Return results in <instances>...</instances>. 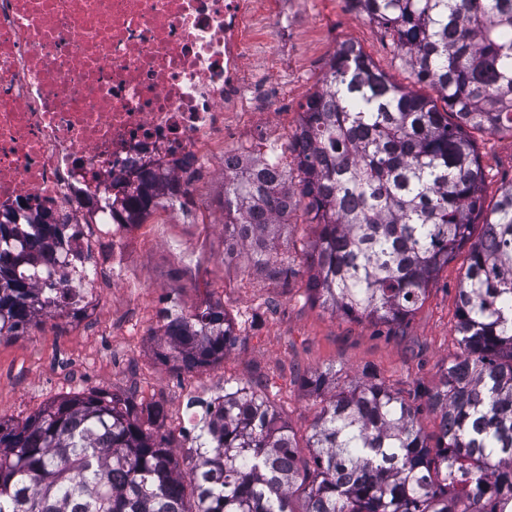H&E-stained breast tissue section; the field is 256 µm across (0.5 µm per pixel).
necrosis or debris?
Returning <instances> with one entry per match:
<instances>
[{"instance_id": "obj_1", "label": "necrosis or debris", "mask_w": 512, "mask_h": 512, "mask_svg": "<svg viewBox=\"0 0 512 512\" xmlns=\"http://www.w3.org/2000/svg\"><path fill=\"white\" fill-rule=\"evenodd\" d=\"M0 0V220L37 216L65 242L29 273L59 288L90 283L84 227L138 232L113 185L162 175L191 190L214 164L285 167L281 131L245 135L248 59L288 49V0Z\"/></svg>"}]
</instances>
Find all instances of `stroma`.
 <instances>
[{
    "mask_svg": "<svg viewBox=\"0 0 512 512\" xmlns=\"http://www.w3.org/2000/svg\"><path fill=\"white\" fill-rule=\"evenodd\" d=\"M287 76L263 72L269 95L288 94L284 119L296 127L302 105L322 83L341 43L356 44L381 71L422 96L433 89L415 84L391 41L377 24L353 9L350 0H295ZM486 173L485 208L512 181V137H477ZM224 169L214 165L197 181L189 221L171 209L157 210L140 233L123 244L122 271L103 265L94 286L97 298L72 318L49 311L26 332L0 339V419L21 423L68 394L136 387L138 398L162 401L165 429L178 437L187 423L191 398L222 394L225 385L251 382L268 396L298 432L305 433L325 401L304 386V375L332 372L345 385L362 368L376 371L395 388L433 386L442 365L457 351L458 291L468 266L465 254L449 261L431 284L422 306L404 331L367 320H350L308 299L303 278L289 287L259 274L250 256L224 257ZM316 228L304 211L288 217L277 242L280 258L299 264ZM184 309L220 300L239 333L224 361L192 372L173 370L165 350L158 311L161 296Z\"/></svg>",
    "mask_w": 512,
    "mask_h": 512,
    "instance_id": "stroma-1",
    "label": "stroma"
}]
</instances>
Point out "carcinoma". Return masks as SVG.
Listing matches in <instances>:
<instances>
[{
	"instance_id": "1",
	"label": "carcinoma",
	"mask_w": 512,
	"mask_h": 512,
	"mask_svg": "<svg viewBox=\"0 0 512 512\" xmlns=\"http://www.w3.org/2000/svg\"><path fill=\"white\" fill-rule=\"evenodd\" d=\"M353 2L438 99L396 83L355 44L339 45L303 105L298 182L259 159L247 175L224 172V235L286 285L300 270L278 259L276 242L304 207L317 227L302 257L308 298L392 327L467 250L459 353L432 387L392 388L362 369L310 426L308 460L247 382L224 388L216 410L199 401L207 447L186 470L161 402L132 390L75 393L21 427L0 421V512H512V182L485 210L471 135L512 134V0ZM178 192L173 180L143 179L120 203L139 224ZM32 227L19 248L17 225L0 222V338L75 305L26 274L62 243L57 225ZM164 336L178 372L224 360L237 342L224 304L211 300L165 324Z\"/></svg>"
}]
</instances>
